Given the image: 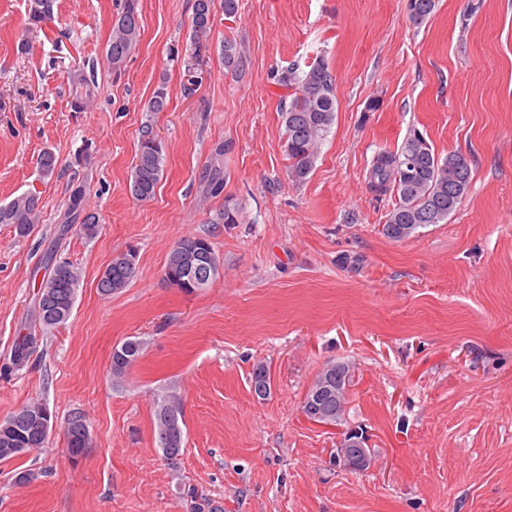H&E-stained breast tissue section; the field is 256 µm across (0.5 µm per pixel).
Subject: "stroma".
<instances>
[{
    "instance_id": "1",
    "label": "stroma",
    "mask_w": 512,
    "mask_h": 512,
    "mask_svg": "<svg viewBox=\"0 0 512 512\" xmlns=\"http://www.w3.org/2000/svg\"><path fill=\"white\" fill-rule=\"evenodd\" d=\"M121 2L51 0L32 29L34 0H0V205L30 192L42 206L27 236L0 224V366L47 250L82 272L69 321L38 332L25 366L0 370V419L38 399L54 420L45 448L0 462V512H193L191 489L223 512H512V0H438L420 26L406 0H239L229 20L215 7L200 37L194 0H138L140 40L113 71ZM228 37L245 49L236 72ZM320 60L336 121L295 182L281 77ZM78 67L96 80L82 112L70 106ZM162 80L168 107L147 112ZM148 123L163 177L141 202L129 181ZM413 129L438 154H463L472 180L447 221L393 241L382 226L395 196L372 191L369 171ZM79 185L100 220L93 238L64 221ZM228 205L238 223H215ZM192 235L210 238L223 272L185 293L164 268ZM130 248L134 278L101 295L100 273ZM131 337L142 355L113 380L112 351ZM330 361L353 375L335 425L301 411ZM172 391L185 438L170 464L154 403ZM73 415L92 439L76 459ZM352 429L370 450L363 470L332 463Z\"/></svg>"
}]
</instances>
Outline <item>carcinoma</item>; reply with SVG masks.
Instances as JSON below:
<instances>
[{"label":"carcinoma","mask_w":512,"mask_h":512,"mask_svg":"<svg viewBox=\"0 0 512 512\" xmlns=\"http://www.w3.org/2000/svg\"><path fill=\"white\" fill-rule=\"evenodd\" d=\"M48 0H35L29 15V25L39 26L49 15ZM138 0H125L122 12L112 25V34L106 51L109 69H119L137 45L141 26L137 11ZM214 0H194L191 25L195 35L211 30ZM436 8V0H407L409 20L422 25ZM224 66L235 72L242 63L244 47L226 38L223 44ZM74 111H83L95 93V85L84 72L70 73ZM281 82L289 90L288 106L281 111L285 127V153L288 158V177L301 182L312 171L321 142L336 120L335 77L328 65L319 61L304 74L292 68L285 72ZM168 106L166 81L159 82L146 104L148 112H164ZM163 148L154 134L153 126L145 125L141 132L140 149L132 169L129 185L131 195L140 201L154 197L163 171ZM38 168L44 178L54 176L57 159L50 150L38 157ZM471 183V168L459 153L441 156L423 134L409 133L400 150L377 155L369 173V186L378 193L396 192L398 201L389 212L383 234L402 241L427 224H439L457 208L467 194ZM40 198L24 193L9 203L0 205V224H11L17 235L28 234L31 226L40 220ZM66 223L80 225L81 232L93 238L99 231V219L85 207V191L76 187L70 196ZM197 267L198 286L188 287L180 280L188 263ZM222 263L209 238L188 236L182 238L169 253L164 270L165 280L185 292H195L222 274ZM136 273V263L126 261L121 253L112 259L101 273L97 288L101 295L109 296L127 287ZM81 271L67 261H57L48 278L42 281L40 292L44 305L34 307L32 323L45 331L62 326L72 316ZM35 337L26 333L18 337L11 362L4 366L10 370L20 366L29 357ZM143 343L128 339L112 352V376L121 378L140 357ZM352 374L345 363L329 362L317 375L302 402L304 415L318 423L333 425L343 420L347 404V391ZM251 385L261 400L271 390L269 371L258 365L252 372ZM43 412V403L32 400L0 421V461L13 459L38 450L45 445L39 426L34 419ZM155 442L166 461L180 456L184 444L182 408L174 394L158 397L155 404Z\"/></svg>","instance_id":"1"}]
</instances>
